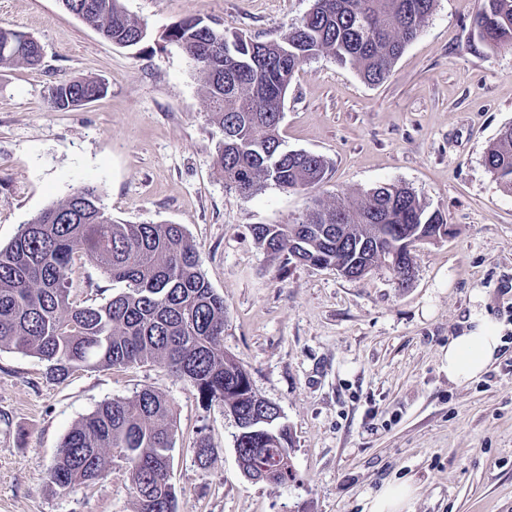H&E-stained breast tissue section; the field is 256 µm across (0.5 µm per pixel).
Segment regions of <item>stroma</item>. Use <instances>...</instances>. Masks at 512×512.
Wrapping results in <instances>:
<instances>
[{
  "label": "stroma",
  "mask_w": 512,
  "mask_h": 512,
  "mask_svg": "<svg viewBox=\"0 0 512 512\" xmlns=\"http://www.w3.org/2000/svg\"><path fill=\"white\" fill-rule=\"evenodd\" d=\"M122 5L147 25L134 48L104 40L61 0H0V23L43 47L38 66L0 67V246L85 185L99 189L116 221L183 225L224 296V350L281 409L299 479L248 480L233 416L160 364L81 368L55 381L46 362L4 346L0 512H135L120 457L102 478L63 492L44 476L79 420L145 389L172 407L177 512H364L367 494L392 480L416 484L411 512H512V191L484 164L512 124V50L474 31L478 0H436L382 83L326 55L303 61L281 135L285 149L324 158L325 181L309 193L270 186L249 198L225 188L203 82L164 34L199 16L227 34L276 40L312 0ZM85 78L105 83L106 96L51 109L56 81ZM386 184L412 189L448 225L447 236L414 252L408 287L383 267L359 279L297 262L281 268L253 241L251 225L285 224L314 202ZM70 288L80 305L113 293L84 260ZM476 304L503 324L506 344L487 373L458 386L438 354ZM201 437L215 450L204 466L194 453Z\"/></svg>",
  "instance_id": "stroma-1"
}]
</instances>
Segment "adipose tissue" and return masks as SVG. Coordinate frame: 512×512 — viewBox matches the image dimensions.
Wrapping results in <instances>:
<instances>
[{"label": "adipose tissue", "instance_id": "ef3b65f1", "mask_svg": "<svg viewBox=\"0 0 512 512\" xmlns=\"http://www.w3.org/2000/svg\"><path fill=\"white\" fill-rule=\"evenodd\" d=\"M505 345L501 325L483 310H473L471 325L450 337L439 352L440 369L449 383L463 385L482 376L495 362ZM416 487L406 481L390 482L368 495L367 512H409Z\"/></svg>", "mask_w": 512, "mask_h": 512}]
</instances>
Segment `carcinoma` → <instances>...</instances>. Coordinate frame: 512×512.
<instances>
[{
	"mask_svg": "<svg viewBox=\"0 0 512 512\" xmlns=\"http://www.w3.org/2000/svg\"><path fill=\"white\" fill-rule=\"evenodd\" d=\"M64 8L120 47H136L147 26L121 0H61ZM435 0H314L310 11L275 41L226 35L201 17L173 24L166 40L196 63L222 133L216 165L224 186L243 197L274 185L308 193L325 179L326 162L288 151L280 134L286 93L299 64L327 55L356 68L371 84L383 82L420 32ZM472 24L491 46L512 48V0H478ZM32 43L0 48V67L35 66ZM93 79L63 80L50 93L63 111L104 97ZM485 165L512 189V125L499 132ZM444 218L414 191L374 188L358 198L318 203L292 224H252L255 244L273 263L316 268L348 265L361 278L392 260L413 265L415 247L443 236ZM121 285L102 304L76 305L68 274L75 258ZM227 308L200 270L180 224H127L109 216L95 186H84L40 212L0 248V346L49 363L62 377L88 367L155 362L189 381L202 399L224 404L240 421V466L250 479L286 484L297 479L288 426L270 416L269 401L248 373L224 352ZM174 424L169 401L145 389L103 403L64 437L47 471L62 491L104 476L112 451L127 464L136 512H176L172 466Z\"/></svg>",
	"mask_w": 512,
	"mask_h": 512,
	"instance_id": "1",
	"label": "carcinoma"
}]
</instances>
